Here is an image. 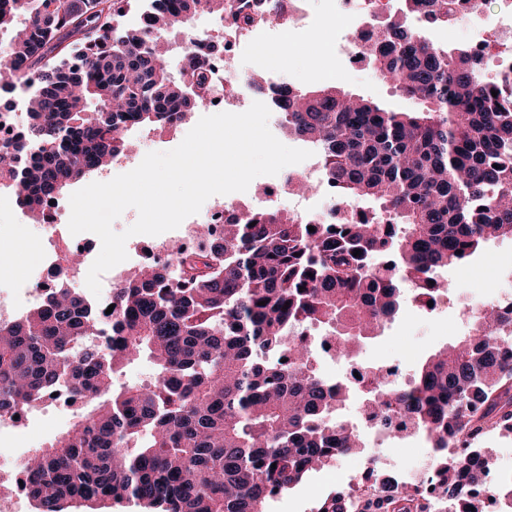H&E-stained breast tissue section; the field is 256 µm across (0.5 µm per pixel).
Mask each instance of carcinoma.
<instances>
[{
	"label": "carcinoma",
	"instance_id": "cac0c4a2",
	"mask_svg": "<svg viewBox=\"0 0 512 512\" xmlns=\"http://www.w3.org/2000/svg\"><path fill=\"white\" fill-rule=\"evenodd\" d=\"M446 7L401 0L365 53L421 111L353 101L335 86L280 92L283 128L319 147L339 196L370 217L311 232L285 210L241 209L224 245L176 253V279L149 266L127 273L106 316L57 288L0 322V414L34 407L63 379L82 402L71 428L26 461L36 512L74 502L267 512L276 493L365 448L360 428L336 417L354 390L314 371L301 333L333 335L351 363L353 346L399 314L405 286L446 295L443 270L512 239V76L490 79L469 46L442 47L415 28ZM197 14L238 20L228 0H0V65L11 74L0 94L21 92L27 116L0 142V177L23 213L39 219L64 188L106 170L128 151V131L176 128L207 104L209 37L184 39L173 70L150 36ZM144 357L153 380L119 383ZM364 397L413 418L444 512H468L483 482L468 450L512 430V308L487 305L409 385L376 374ZM373 487L367 503L340 487L317 512H431L393 476Z\"/></svg>",
	"mask_w": 512,
	"mask_h": 512
}]
</instances>
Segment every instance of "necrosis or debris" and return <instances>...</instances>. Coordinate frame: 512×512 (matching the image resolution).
<instances>
[{
  "label": "necrosis or debris",
  "mask_w": 512,
  "mask_h": 512,
  "mask_svg": "<svg viewBox=\"0 0 512 512\" xmlns=\"http://www.w3.org/2000/svg\"><path fill=\"white\" fill-rule=\"evenodd\" d=\"M390 3L391 0H335L336 20L349 21L355 34L345 39L339 37L330 41L331 52L354 58L362 56L364 49L375 39L373 29L366 24L367 19L388 14ZM487 5L488 0H450L448 15L442 19L440 26L451 30L460 24L472 23L473 30L469 43L474 53L479 58L492 60L498 71L512 74V0H501L502 17L497 27L491 31L482 25L487 14ZM315 22L309 0H284V7L273 22L246 26L225 23L224 41L216 45L210 56L212 75L208 99L223 101L224 109L228 112H241L247 110L253 102H264L271 111V123L280 124L278 91L287 66L286 59L282 58L277 63L265 66L263 77L256 79L248 73L236 77L238 91L231 97L224 94V79L233 75L225 61L233 46L243 45L251 48L279 37L284 32L294 34L297 44H304L305 34ZM300 180L316 182L321 199L318 206L307 207L294 202V185ZM284 203L291 204L292 215L305 224L350 223L364 213L361 206L339 199L334 184L325 178L322 163L316 156L311 157L305 166L290 165L283 168L271 184L263 187L256 205L260 208H275ZM237 208V202L218 201L199 216L197 224H207L212 229L209 237L199 238L196 232L197 224L180 225L178 234L174 237L166 234L154 236L147 254L139 257V264L149 265L166 273L173 272L174 242L198 243L200 251L203 252L222 244L224 226L231 221ZM38 235L43 245V261L32 270L26 283L16 288L13 297L0 299V322L23 315L45 299L48 291L74 283L75 271L67 263L64 253L74 250L75 245L70 242L68 230L61 224L55 205L45 204L38 225ZM356 416L371 436L373 443L378 446L393 435L408 438L419 435L412 418L402 412L391 414L390 428L386 431L378 429L379 411L368 402L364 401L357 405Z\"/></svg>",
  "instance_id": "4bbe7bcc"
}]
</instances>
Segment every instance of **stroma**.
Here are the masks:
<instances>
[{"label": "stroma", "instance_id": "stroma-1", "mask_svg": "<svg viewBox=\"0 0 512 512\" xmlns=\"http://www.w3.org/2000/svg\"><path fill=\"white\" fill-rule=\"evenodd\" d=\"M309 50L288 53L287 77L296 87L317 89L330 84L345 92L397 112L419 110L418 101L402 96L392 85L381 81L369 62L352 68L340 55H325L321 64H312ZM43 259L37 230L31 218L19 209L0 206V293L5 294L22 282ZM22 265L14 274V265ZM450 295L447 311L437 313L420 308L412 291H405L401 310L386 323L377 336L362 343L354 357L359 365L378 367L396 360L404 374L414 376L426 358L454 342L468 331L460 312L461 303L480 306L493 302L500 292H512V240H494L470 263L446 269ZM75 421L74 412L47 406L43 416L29 417L12 438L0 441V456L18 449H35L66 433ZM388 458L393 472L415 470L430 458L425 439L396 438L381 448L367 447L344 456L329 467L314 471L301 484L272 499L268 512H315L320 498L336 487L353 481L369 456Z\"/></svg>", "mask_w": 512, "mask_h": 512}]
</instances>
